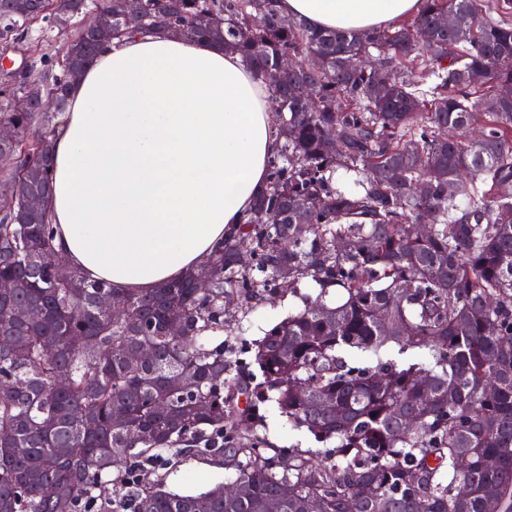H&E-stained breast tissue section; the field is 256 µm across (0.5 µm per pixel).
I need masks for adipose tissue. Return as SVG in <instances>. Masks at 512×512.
Instances as JSON below:
<instances>
[{
	"label": "adipose tissue",
	"mask_w": 512,
	"mask_h": 512,
	"mask_svg": "<svg viewBox=\"0 0 512 512\" xmlns=\"http://www.w3.org/2000/svg\"><path fill=\"white\" fill-rule=\"evenodd\" d=\"M420 0H281L315 29L394 26ZM269 96L238 55L159 32L106 42L52 141L54 244L86 280L149 293L222 246L266 186Z\"/></svg>",
	"instance_id": "adipose-tissue-1"
}]
</instances>
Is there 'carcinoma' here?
<instances>
[{
	"mask_svg": "<svg viewBox=\"0 0 512 512\" xmlns=\"http://www.w3.org/2000/svg\"><path fill=\"white\" fill-rule=\"evenodd\" d=\"M109 1L112 30L83 29L79 16ZM279 2L143 0L130 24L120 0H0L1 41L40 22L66 35L0 80V124L17 132L16 165L0 172V512H267L274 498L280 512L314 500L321 512H486L491 498L512 512L508 3L421 0L409 23L352 34L312 29ZM171 29L224 44L269 86L280 146L224 246L177 283L119 296L114 318L97 307L113 289L52 245V137L68 105L13 102L29 82L66 99L70 67L102 43ZM284 56L299 68L274 80ZM474 75L499 90L490 102L474 98ZM28 195L42 207L25 210ZM304 280L303 309L254 343L258 370L207 345L229 309ZM32 307L41 320L20 314ZM142 345L153 358L130 364ZM271 401L331 447L273 446L260 433ZM188 453L222 461L240 493L177 495L151 479ZM109 485L126 491L110 505Z\"/></svg>",
	"mask_w": 512,
	"mask_h": 512,
	"instance_id": "cac0c4a2",
	"label": "carcinoma"
}]
</instances>
